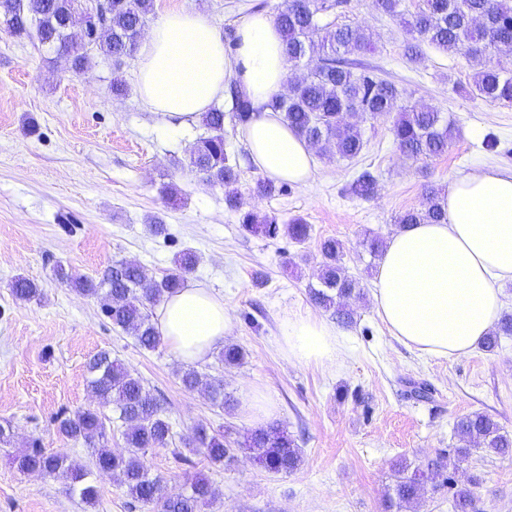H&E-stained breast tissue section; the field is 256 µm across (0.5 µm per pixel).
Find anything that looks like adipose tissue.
Returning a JSON list of instances; mask_svg holds the SVG:
<instances>
[{
  "instance_id": "1",
  "label": "adipose tissue",
  "mask_w": 512,
  "mask_h": 512,
  "mask_svg": "<svg viewBox=\"0 0 512 512\" xmlns=\"http://www.w3.org/2000/svg\"><path fill=\"white\" fill-rule=\"evenodd\" d=\"M236 47L201 11L164 14L151 28L138 62L141 100L186 125L223 98L229 80L245 86L260 111L245 129L259 173L305 184L314 153L268 106L288 75L273 17L255 12L235 28ZM448 220L409 224L391 235L377 263L373 305L390 334L438 357L470 353L495 329L502 286L512 280V172L489 167L453 180ZM162 339L180 360L205 361L232 327L223 298L195 284L169 295L158 309ZM290 362L331 368L338 358L334 324L306 314L286 317L278 338Z\"/></svg>"
}]
</instances>
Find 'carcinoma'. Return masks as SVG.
<instances>
[{"instance_id": "carcinoma-1", "label": "carcinoma", "mask_w": 512, "mask_h": 512, "mask_svg": "<svg viewBox=\"0 0 512 512\" xmlns=\"http://www.w3.org/2000/svg\"><path fill=\"white\" fill-rule=\"evenodd\" d=\"M342 4V0H283L276 8L275 21L282 35L285 53L293 71L286 83L288 94H276L268 107L281 113L284 121L316 153L329 159L351 160L364 147L361 126L345 119L351 111L363 119H377L396 114L391 131L399 151L412 160L430 159L448 151L453 121L436 107L401 103L403 94L396 85L349 59L354 52L372 49L370 34L360 25L336 26L321 23L324 15ZM383 14L397 18L408 28L412 41L405 46L408 59L420 64L425 56L421 46L427 44L447 53L467 52L476 62L472 77L473 93L491 104L512 105V70L487 65V59L512 54V0H423L418 11L406 18L402 0H374ZM88 6L84 0H0V15L10 32L17 36L36 34L39 44L59 52L81 71L91 66L92 52L112 59L119 67L138 50L154 0H106L104 11L94 18L83 16L84 23L97 27L93 43L80 46L71 36L72 21L82 16ZM318 56L322 64L311 70L300 69L307 57ZM231 109L218 106L202 114L209 131L199 138L190 153L191 170L224 188V200L234 209L239 205L240 173L236 162L225 150V117L233 125L246 127L257 112L250 95L239 83L230 88ZM377 178L368 170L360 172L349 184V192L357 198H369L377 191ZM446 196L440 190H427L422 208L409 210L398 223L438 224L447 219ZM246 231L275 237L284 233L296 244L310 237L311 226L300 217L281 226L277 218L248 212L241 218ZM324 263L319 273L320 287L310 289L314 304L332 312L336 320L348 325L353 310L346 300L361 297V288L351 279L342 264L343 243L336 238L320 242ZM197 263L194 252L187 250L175 260V269L160 280L148 278L144 267L136 262L117 261L103 277L75 278L63 267L55 277L84 295L103 302V310L112 324L132 336L139 347L153 350L160 343V333L153 320L152 308L185 285V276ZM13 294L22 301L40 295L31 280L19 277ZM512 335V314H505L496 330L486 336L482 349L491 352L499 338ZM220 362L237 365L244 351L228 344L219 352ZM88 383L102 404L112 407L113 421L123 428L124 451L98 450L92 467L72 460L67 454L47 453L30 448L15 457L22 471L42 472L62 480L82 502L93 505L97 488L88 482L91 469L109 474L129 496L160 512H201L215 498L210 482L197 477L185 492L175 497L165 494L161 476L148 472L143 456L150 449L167 448L172 443V426L158 402L150 395L140 377L121 362L101 351L87 363ZM181 383L187 390L208 389L213 405L231 408L234 400L224 394L223 384L209 380L190 367L181 372ZM58 432L73 440L94 444L106 437V415L87 409L57 419ZM460 446L429 460L413 465L407 459L393 464L395 480L385 498L387 512H404L424 494L428 482L439 478L448 487L453 512H481L480 498L470 487L458 486L453 471L474 452L488 455L512 454V434L500 423L482 412H472L454 425ZM195 448L214 465L224 464L234 456L226 435L199 427L182 440ZM263 469L272 473H290L302 461L301 448L295 438L277 424L260 427L238 443Z\"/></svg>"}]
</instances>
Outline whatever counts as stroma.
I'll return each instance as SVG.
<instances>
[{"label": "stroma", "instance_id": "35a3bbf8", "mask_svg": "<svg viewBox=\"0 0 512 512\" xmlns=\"http://www.w3.org/2000/svg\"><path fill=\"white\" fill-rule=\"evenodd\" d=\"M280 2L155 0L147 22L194 9L225 33L255 4L271 13ZM328 19L366 28L373 47L355 60L380 69L409 102L450 115L455 133L447 153L414 161L394 146L390 120L369 119L361 124L366 145L357 158L317 159L310 183L259 197L243 131L225 126L226 151L241 169L242 209L283 223L303 217L311 232L301 245L242 229L223 188L188 166L189 149L205 127L195 122L174 131L151 111L137 93L136 61L117 73L98 56L75 72L0 22V425L11 431L9 442L0 443V512H151L107 474L91 475L98 500L89 506L61 481L20 471L14 462L36 442L91 463L94 447L59 435L55 420L98 407L86 364L101 351L161 399L175 440L200 426L226 431L233 442L250 430L235 410L215 407L206 391L182 387L185 364L167 344L141 349L96 299L58 282L53 271L60 265L98 280L114 261L132 260L158 280L189 248L199 262L188 282L223 297L232 318L226 341L242 347L245 360L228 366L213 357L199 370L238 402L249 387L270 390L280 408L276 421L296 438L302 463L275 474L241 451L221 466L200 454L184 463L170 450L149 451L143 461L168 492L184 491L197 476L210 481L217 496L202 512H385L393 460L431 459L456 447L459 418L483 411L512 433V336L501 337L494 352L477 347L451 359L406 347L373 306L377 260L365 246L370 236L389 238L400 214L421 208L427 186L446 190L455 177L485 167L512 171V106L469 95L473 66L466 52L428 46L422 64L410 62L406 28L372 0H344ZM116 74L128 86L121 98L112 95ZM365 169L378 180L376 194L351 196L348 183ZM171 184L178 190L173 197L165 193ZM156 219L165 234L150 232ZM328 237L342 241L343 264L363 296L353 303L355 324L339 329L335 367L322 369L286 361L278 335L288 314L315 312L309 290L318 284L319 243ZM20 277L38 284L41 296L17 300L12 284ZM412 381L428 383L430 399L411 398ZM455 478L461 486L478 479L483 512H512V457L473 454Z\"/></svg>", "mask_w": 512, "mask_h": 512}]
</instances>
